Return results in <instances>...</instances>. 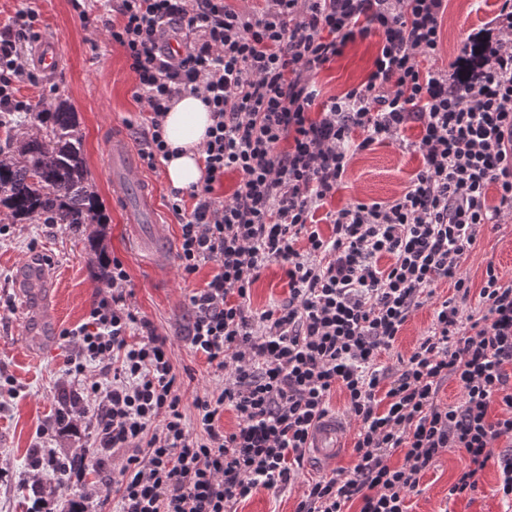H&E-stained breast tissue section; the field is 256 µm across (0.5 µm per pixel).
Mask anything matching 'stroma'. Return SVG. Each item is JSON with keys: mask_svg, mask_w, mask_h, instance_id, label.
Returning <instances> with one entry per match:
<instances>
[{"mask_svg": "<svg viewBox=\"0 0 512 512\" xmlns=\"http://www.w3.org/2000/svg\"><path fill=\"white\" fill-rule=\"evenodd\" d=\"M27 8L35 11L37 20L25 51H32L43 33L55 32L63 65L55 79L39 75L18 82L16 95L42 110L65 100L76 112L89 177L108 221V255L121 259L130 275L126 302L166 337L168 354L181 381L183 410L186 416H193L195 396L224 385L221 373L184 339L191 314L188 297L194 289L205 287L218 267L210 261L195 275L183 278L176 255L180 223L168 205L171 186L163 169L151 174L163 218V242L155 241L150 225L127 223L123 209L112 200L106 166L109 138L115 131L133 138L147 110L134 96L136 77L123 48L112 41L104 26L105 21L115 20L116 14L110 0H87L89 18L85 21L70 0H0V33L11 27L18 10ZM497 11L498 0H448L438 66L453 61L468 36L480 33L494 38L492 21ZM376 51L377 40L370 37L347 45L326 63L314 77L318 102L366 81ZM419 132L417 125H408L399 141L354 155L335 198L327 203L325 212L316 215L322 235L332 232L326 212L353 201L379 202L402 194L421 157L402 148L401 143L417 140ZM94 231L90 225L79 234L68 225L36 219L11 222L9 234L0 236V512H29L30 488L38 478L30 464L32 448L54 449L62 459L90 446L95 437L96 402L84 387L97 373L91 368L84 375H74L71 366L77 349L62 337L64 330L83 323L92 306L108 294L89 245ZM33 258L47 261L49 284L29 291L15 288L17 269ZM490 265L502 280L512 281V218L483 226L476 244L466 252L461 272L469 280L471 292L462 307L463 315H481L479 291ZM433 290V297L412 312L393 348L382 353L380 361L389 374L401 369L426 334L436 305L453 294L445 281L435 283ZM287 297L288 280L273 263L252 285L248 305L259 313ZM72 390L79 391L80 401L73 409L72 426L65 427L55 422L58 397ZM494 448L496 454L489 459L477 490L460 497L449 496L448 489L464 464V453L459 448L442 449L422 475L417 492L409 495V512H503L497 457L504 449L503 442H496ZM353 466L348 449L336 466L327 469L305 459L298 478L284 493L259 490L240 502L237 512H295L311 479L324 475L343 480Z\"/></svg>", "mask_w": 512, "mask_h": 512, "instance_id": "35a3bbf8", "label": "stroma"}]
</instances>
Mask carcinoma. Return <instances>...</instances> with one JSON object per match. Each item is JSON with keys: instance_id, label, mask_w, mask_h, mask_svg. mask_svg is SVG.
I'll return each mask as SVG.
<instances>
[{"instance_id": "cac0c4a2", "label": "carcinoma", "mask_w": 512, "mask_h": 512, "mask_svg": "<svg viewBox=\"0 0 512 512\" xmlns=\"http://www.w3.org/2000/svg\"><path fill=\"white\" fill-rule=\"evenodd\" d=\"M34 119L45 125L44 136L30 138L17 130L12 143L0 147V209L19 221L39 217L77 232L99 225L92 240L104 270L105 221L85 164L77 113L61 101L55 111L37 112Z\"/></svg>"}]
</instances>
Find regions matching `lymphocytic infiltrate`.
<instances>
[{"label":"lymphocytic infiltrate","instance_id":"lymphocytic-infiltrate-1","mask_svg":"<svg viewBox=\"0 0 512 512\" xmlns=\"http://www.w3.org/2000/svg\"><path fill=\"white\" fill-rule=\"evenodd\" d=\"M447 7V0H264L243 13L227 0H117L121 22L109 32L149 110L139 150L146 168L169 152L163 119L173 100L206 91L213 123L205 175L171 189L169 205L181 220L183 275L209 261L218 266L189 297L186 340L228 382L196 396L195 420L187 422L166 339L126 304L129 275L113 259L111 296L62 336L78 346L76 373L100 366L87 387L97 401L94 448L128 453L104 496L115 512H236L258 490L285 491L337 389L358 424L352 475L310 483L296 512H347L351 504L357 512H408L407 497L444 448L464 451L448 494L467 495L494 442L512 440V282L487 267L484 314L465 317L457 305L471 292L461 264L479 227L512 213V0H499L489 55L471 36L442 69L432 61ZM35 18L17 12L0 37L1 113L29 109L14 83L27 74L22 48ZM185 28L200 32L198 42L166 54L164 33ZM371 36L379 51L367 80L311 118L314 72ZM411 123L420 128L413 148L422 162L406 190L343 207L331 217V236H322L315 214L353 155ZM229 172L240 181L228 200H217ZM273 263L288 297L253 313L250 288ZM441 280L454 298L436 308L401 373L389 376L382 352ZM134 329L142 332L135 340ZM451 380L462 398L445 404L440 391ZM496 401L503 413L493 419ZM228 408L238 418L230 432L220 425ZM399 449L403 463L389 466Z\"/></svg>","mask_w":512,"mask_h":512}]
</instances>
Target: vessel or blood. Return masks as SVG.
<instances>
[{"instance_id":"vessel-or-blood-1","label":"vessel or blood","mask_w":512,"mask_h":512,"mask_svg":"<svg viewBox=\"0 0 512 512\" xmlns=\"http://www.w3.org/2000/svg\"><path fill=\"white\" fill-rule=\"evenodd\" d=\"M33 60L43 74L50 75L59 69L62 54L55 34L49 32L40 38L33 52ZM108 170L112 198L124 207L129 223H161L156 190L149 180L137 176L133 154L122 136H113L109 143ZM347 441L348 429L344 423L336 417H326L313 432L310 454L321 466H332L336 464Z\"/></svg>"}]
</instances>
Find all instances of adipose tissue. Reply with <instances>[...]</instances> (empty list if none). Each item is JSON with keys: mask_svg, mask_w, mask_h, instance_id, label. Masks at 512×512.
<instances>
[{"mask_svg": "<svg viewBox=\"0 0 512 512\" xmlns=\"http://www.w3.org/2000/svg\"><path fill=\"white\" fill-rule=\"evenodd\" d=\"M203 91L183 94L176 99L164 119V130L173 156L164 162L168 183L189 188L202 181L204 166L201 151L211 114L203 101Z\"/></svg>", "mask_w": 512, "mask_h": 512, "instance_id": "1", "label": "adipose tissue"}]
</instances>
